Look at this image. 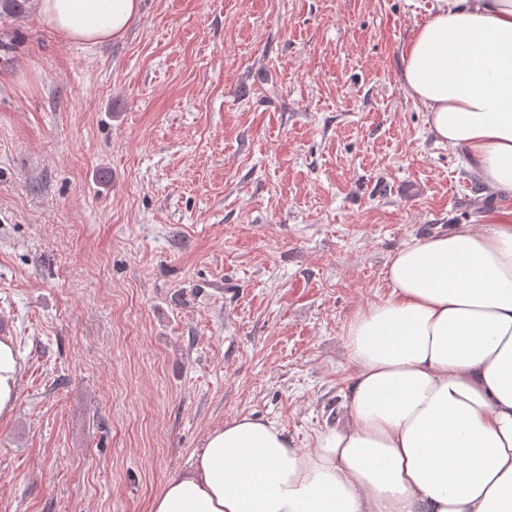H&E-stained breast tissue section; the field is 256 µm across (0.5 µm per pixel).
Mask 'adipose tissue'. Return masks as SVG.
Wrapping results in <instances>:
<instances>
[{"instance_id":"obj_1","label":"adipose tissue","mask_w":512,"mask_h":512,"mask_svg":"<svg viewBox=\"0 0 512 512\" xmlns=\"http://www.w3.org/2000/svg\"><path fill=\"white\" fill-rule=\"evenodd\" d=\"M67 43L122 38L140 0H37ZM402 84L437 143L503 201L486 224L415 238L387 296L344 331L343 417L309 448L249 416L213 431L148 512H512V0H432ZM21 366L0 339V418Z\"/></svg>"}]
</instances>
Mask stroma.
Here are the masks:
<instances>
[{
  "label": "stroma",
  "instance_id": "obj_1",
  "mask_svg": "<svg viewBox=\"0 0 512 512\" xmlns=\"http://www.w3.org/2000/svg\"><path fill=\"white\" fill-rule=\"evenodd\" d=\"M429 6L141 0L93 46L0 12V512H147L237 416L335 424L386 262L497 204L400 81ZM21 366L18 354L8 338L0 339V418H7L15 409Z\"/></svg>",
  "mask_w": 512,
  "mask_h": 512
}]
</instances>
